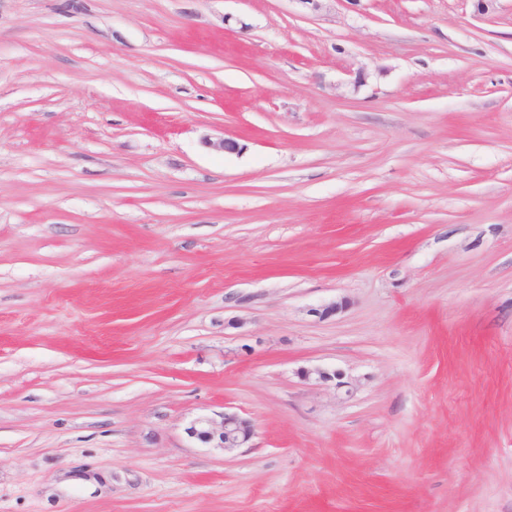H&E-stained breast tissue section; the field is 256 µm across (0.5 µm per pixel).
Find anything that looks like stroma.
I'll return each mask as SVG.
<instances>
[{
	"mask_svg": "<svg viewBox=\"0 0 512 512\" xmlns=\"http://www.w3.org/2000/svg\"><path fill=\"white\" fill-rule=\"evenodd\" d=\"M0 512H512V0H0ZM213 417H199L188 428L190 437L201 443L225 451L249 447L254 436V425L235 412H224Z\"/></svg>",
	"mask_w": 512,
	"mask_h": 512,
	"instance_id": "35a3bbf8",
	"label": "stroma"
}]
</instances>
